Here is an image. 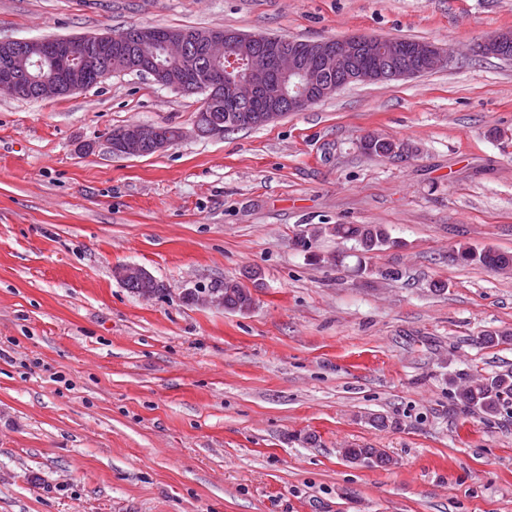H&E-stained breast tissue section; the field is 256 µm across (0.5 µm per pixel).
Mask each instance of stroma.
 <instances>
[{
	"instance_id": "35a3bbf8",
	"label": "stroma",
	"mask_w": 512,
	"mask_h": 512,
	"mask_svg": "<svg viewBox=\"0 0 512 512\" xmlns=\"http://www.w3.org/2000/svg\"><path fill=\"white\" fill-rule=\"evenodd\" d=\"M141 26L450 61L221 137L193 131L203 94L136 73L0 96V512H512V402L473 412L449 383L512 371V341L482 340L512 333V276L454 258L512 251V61L471 52L512 0H0V41ZM132 123L184 136L109 153ZM370 133L412 152L366 155ZM327 224L393 244L361 272ZM132 264L165 293H130ZM250 269L248 312L182 299ZM345 454L353 463H362L358 459L366 460L373 467H383L389 463L388 457L377 448H346Z\"/></svg>"
}]
</instances>
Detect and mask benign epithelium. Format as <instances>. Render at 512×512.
Here are the masks:
<instances>
[{
    "label": "benign epithelium",
    "mask_w": 512,
    "mask_h": 512,
    "mask_svg": "<svg viewBox=\"0 0 512 512\" xmlns=\"http://www.w3.org/2000/svg\"><path fill=\"white\" fill-rule=\"evenodd\" d=\"M105 54L115 52L127 72L148 75L161 86L178 92L217 89L224 75L219 65L235 62L243 66L238 77L225 83L229 101L241 124L247 112L261 113L262 123L272 122L286 112H302L352 83H374L385 79L378 66L384 54L400 61L396 77L413 78L445 66L443 51L425 42L409 46L385 42L363 33L341 39L305 41L302 50L291 53L262 34H245L221 28L188 36L177 30L145 26L127 54L124 32L98 36ZM80 38L19 40L9 44L0 58V94L19 97L30 93L38 99L67 96L92 87L97 72L95 61L82 56ZM512 47V30H501L481 42L477 51H507ZM50 57L52 70L39 75L42 59ZM201 136L222 134V128L200 113L194 120ZM173 143L156 125L130 124L109 136V151L119 156H142Z\"/></svg>",
    "instance_id": "1"
}]
</instances>
